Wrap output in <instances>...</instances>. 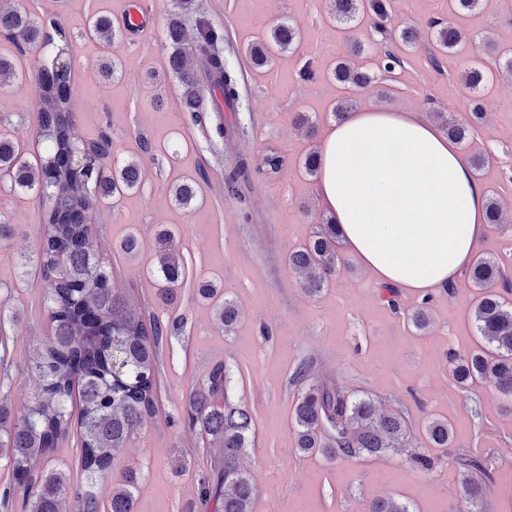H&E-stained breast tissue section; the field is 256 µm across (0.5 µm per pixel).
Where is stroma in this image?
Wrapping results in <instances>:
<instances>
[{
	"mask_svg": "<svg viewBox=\"0 0 512 512\" xmlns=\"http://www.w3.org/2000/svg\"><path fill=\"white\" fill-rule=\"evenodd\" d=\"M137 2L145 26L117 39L110 51L123 65L121 79L103 84L98 66L104 52L86 37L85 25L104 11L122 23L130 2ZM34 15L58 17L72 53V95L76 103L75 137L90 142L108 135L115 155L141 153L149 142L139 191L94 209L88 222L100 235L114 288L167 319L179 312L186 325L165 345L157 384L155 414L139 426L112 464L113 479L128 469L139 474L137 512H211L198 496L212 474L214 452L200 429L187 420L188 397L211 370L224 365L230 398L254 417L252 446L243 465L258 487L252 512H369L374 499L391 497L410 512H467L458 451L493 452V484L480 512H512V401L490 383L463 391L452 381L446 354H466L475 338L471 313L477 293L466 278L452 291H438L430 303L433 324L417 334L406 320L418 296L400 293L399 309L383 301L361 263L342 252L335 277L315 297L305 293L288 268V253L312 233L324 212L314 192V178L302 169L303 157L319 146L294 126L293 115L310 113L318 131L334 121L332 109L343 95L331 71L349 49L343 33L327 18L326 0H197L215 26L227 30L224 48L230 66L246 67V88L237 111L224 115L234 135L224 142L208 125L183 111L181 87L168 69L171 48L164 25L171 0H23ZM448 12V0H396L393 25L418 29L414 48L399 47L402 68L382 73L379 83L359 90V107L432 112L442 107L464 117L470 91L461 80L473 59L492 66L489 52L470 49L443 58L441 69L428 60L433 35L425 20ZM289 21L302 32L297 51L272 69L247 68L245 48L276 23ZM459 28L499 45H512V0H483L479 9L457 19ZM0 54L13 56L24 77L0 90V113L11 123L4 131L28 152L38 149L36 59L48 49L17 50L0 33ZM319 71L315 82L302 83L296 72L306 60ZM486 121L463 154L483 153L489 164L478 177L487 193L512 206V84L493 80L482 93ZM274 148L285 156L274 177L255 174L244 201L224 198V176L239 156L260 159ZM197 179L193 211L174 206L170 184ZM42 202L31 194L10 192L0 179V220L16 225L0 241V312L6 321L13 369H0V402L19 408L34 388L16 372L51 334L44 304L46 283L38 272L22 274L20 263L38 244ZM175 233L189 277L176 303H158L154 264L159 231ZM136 234V254L118 244ZM213 282L233 300L240 317L231 330L216 322L211 304L197 289ZM306 359L318 375L345 389L366 394L384 408L404 404L412 422L409 447L379 457L330 460L296 449L291 414L297 395L291 377ZM448 420L455 446L440 454L432 470L418 469L411 453L425 449L424 425Z\"/></svg>",
	"mask_w": 512,
	"mask_h": 512,
	"instance_id": "obj_1",
	"label": "stroma"
}]
</instances>
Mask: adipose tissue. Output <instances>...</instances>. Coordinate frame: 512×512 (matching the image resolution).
I'll return each instance as SVG.
<instances>
[{
  "instance_id": "obj_1",
  "label": "adipose tissue",
  "mask_w": 512,
  "mask_h": 512,
  "mask_svg": "<svg viewBox=\"0 0 512 512\" xmlns=\"http://www.w3.org/2000/svg\"><path fill=\"white\" fill-rule=\"evenodd\" d=\"M314 191L377 284L452 287L486 232L487 191L423 112L364 110L328 128Z\"/></svg>"
}]
</instances>
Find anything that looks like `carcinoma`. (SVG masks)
<instances>
[{
  "mask_svg": "<svg viewBox=\"0 0 512 512\" xmlns=\"http://www.w3.org/2000/svg\"><path fill=\"white\" fill-rule=\"evenodd\" d=\"M481 2L452 0L450 16L428 19L435 36V50L429 58L432 66L439 67L441 58L462 45H476L475 39L456 26L453 15L474 11ZM328 4L330 20L353 40V55L363 51L355 34L368 18L386 46L383 70L390 73L404 65L389 44L398 39L414 44L418 34L412 28L391 25L393 0H328ZM173 5L165 36L171 47L169 69L183 87V110L198 114L208 111V97L215 90L228 109H236L243 74L224 59L223 32L201 15L196 0H173ZM188 20L195 29L191 36ZM49 26L60 28L56 19L35 16L17 0H0V33H6L17 47L50 44ZM120 33L106 14H97L88 23V34L106 51ZM299 43V28L285 21L271 28L267 38L252 43L248 56L255 66H269L277 56L294 53ZM483 46L498 53L495 77L512 83V47L500 48L491 42ZM38 75L37 137L43 148L31 154L13 138L0 134V175L9 179L10 190L36 194L44 202L36 268L47 283L44 299L53 331L48 341L20 365L21 374L35 386L31 404L14 411L0 402V461H6L24 486L29 512H102L98 485L112 476V462L128 447L134 430L155 414L160 353L184 321L174 316L164 323L112 288V272L103 260L99 237L86 223L87 213L96 206L115 202L137 188L142 157L114 158L112 168L105 170L103 160L112 155L111 142L105 138L91 142L97 150L95 159L84 157L85 143L73 135L68 48L61 47L51 60L42 61ZM333 76L351 91L333 108L334 118L342 121L357 109L354 92L375 82L376 73L341 58ZM22 77L13 59L1 54L0 89ZM462 80L471 92L468 116L460 121L446 112L434 113L443 133L456 144L467 143L482 122L481 90L489 76L484 65L477 63L464 71ZM283 164L281 153L269 149L255 168L270 178ZM251 168L250 159L238 158L233 170L224 176L225 199L242 200L239 181L249 176ZM169 197L181 209L193 208L197 181L185 179L175 184ZM340 246L336 224L326 218L304 244L288 253V267L302 278L308 294L322 292L335 275ZM465 275L480 289L472 324L482 347L468 355L448 352L453 380L462 390L484 380L512 399V279L494 257L486 254L476 256ZM152 276L158 298L174 303L188 269L169 230L157 237ZM200 295L213 301L220 326L229 329L237 322L238 309L219 295L218 288L206 284ZM429 304L423 300L408 315L420 333L427 332L432 324ZM228 381L224 366L218 365L189 394L188 420L211 436L220 461L213 477L201 485L199 497L212 512H251L256 487L241 465V457L251 446L253 416L228 398ZM293 382L299 385L291 416L299 452L320 453L334 460L377 456L409 445L402 410H379L373 398L356 396L338 382L317 375L311 361L299 365ZM74 424L80 428L85 484L72 491L67 474L47 463ZM425 440L429 448L446 450L454 442L452 427L444 420L431 419L425 426ZM457 462L463 470L465 499L474 506L493 479L491 456L461 452ZM137 491L138 477L130 470L112 484L107 512H135ZM369 512L409 510L396 500L379 498Z\"/></svg>",
  "mask_w": 512,
  "mask_h": 512,
  "instance_id": "obj_1",
  "label": "carcinoma"
}]
</instances>
